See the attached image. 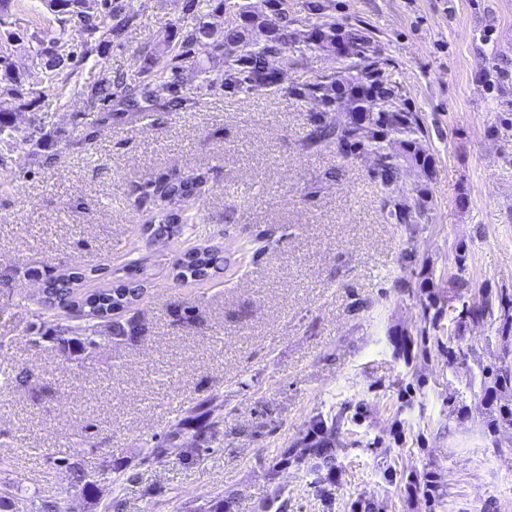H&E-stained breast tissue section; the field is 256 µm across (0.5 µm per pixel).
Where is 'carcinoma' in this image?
I'll return each mask as SVG.
<instances>
[{
  "mask_svg": "<svg viewBox=\"0 0 512 512\" xmlns=\"http://www.w3.org/2000/svg\"><path fill=\"white\" fill-rule=\"evenodd\" d=\"M215 9L230 16L224 30V38L211 40L212 30L205 22L185 31L178 43L176 54L169 60L147 54L142 73L157 76L158 80L143 85L141 99L149 102L164 92L175 94L176 80L181 78V66L177 62L189 59L198 50L211 49L224 55V88L235 93L260 95L283 91L307 101H316L322 111L315 113L313 127L303 140L302 147L309 152L333 149L339 156L349 159L363 153H371L378 164L371 171L373 181L388 188L398 182L407 166H414L430 178L434 169V158L427 143V130L420 113L412 112L400 102L394 87L384 76L389 59L381 56L372 37L362 30L336 23L324 22L309 28H296L297 20L288 10V0H266L268 11H259L243 0H215ZM52 12L61 16V23H74L79 35L87 36L86 45L94 40L96 49L108 45L118 38L133 19L126 5L115 0H100V4L80 0L79 6L72 0H46ZM265 30L263 43H253L249 32L255 28ZM298 41L308 48L335 50L350 60L347 72L320 76L306 84L284 87L279 72L271 65V59L288 47L289 42ZM68 54H57L47 61L48 70L56 76L70 77ZM127 87V77L122 73L106 76L92 88V95L110 98L112 88ZM139 99V100H141ZM139 100L130 99L129 106H139ZM336 113L333 118L330 113ZM13 104L0 101V142L36 145L41 140V131L34 127L20 134L13 125ZM398 141L399 148L389 146L390 140ZM208 179L204 173H175L164 179L147 181L136 187L137 203L149 213V223L157 225L154 234L170 233L174 224L183 223L188 202L203 193ZM382 210L393 224H420L428 220L429 198L425 190L419 189L411 198L387 196L382 201ZM215 249L200 246L187 251L173 268V279L180 282L202 281L209 278L217 267ZM101 268L80 266L67 269L58 275H48L43 286L42 303L48 307L60 306L68 310V318L60 320L48 334L42 333L31 339L34 346L43 341L53 343L63 353L83 352L97 345L96 328L106 323L111 330V342L124 345L138 341L144 328L137 316L123 321L115 316L130 311L141 297L143 288L127 281L117 286H99ZM492 308L486 297L462 301L454 309L455 319L460 322L480 323L485 312ZM82 322L72 325L71 318ZM312 429L321 440H311L309 455L319 465H332V454L322 439L336 433V420L317 418ZM105 471L91 472L75 469L72 479L76 485L88 491L95 479Z\"/></svg>",
  "mask_w": 512,
  "mask_h": 512,
  "instance_id": "obj_1",
  "label": "carcinoma"
}]
</instances>
